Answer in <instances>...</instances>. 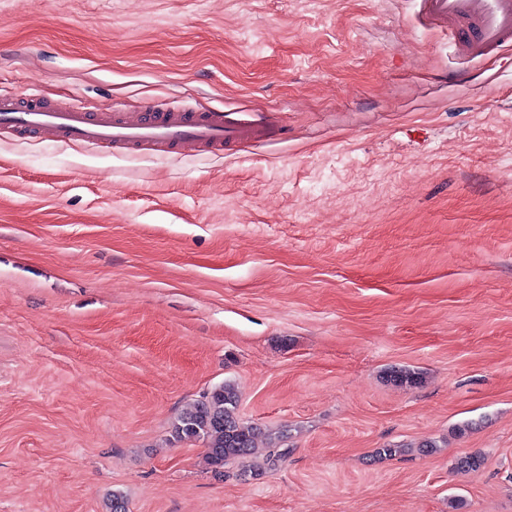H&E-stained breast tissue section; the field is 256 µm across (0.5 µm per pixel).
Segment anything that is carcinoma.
Instances as JSON below:
<instances>
[{
    "label": "carcinoma",
    "mask_w": 512,
    "mask_h": 512,
    "mask_svg": "<svg viewBox=\"0 0 512 512\" xmlns=\"http://www.w3.org/2000/svg\"><path fill=\"white\" fill-rule=\"evenodd\" d=\"M173 433L180 440L203 441L206 462L214 469L250 455L262 437L261 428L239 419L237 395L229 383L213 387L183 410Z\"/></svg>",
    "instance_id": "1"
}]
</instances>
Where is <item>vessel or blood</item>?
<instances>
[{
  "mask_svg": "<svg viewBox=\"0 0 512 512\" xmlns=\"http://www.w3.org/2000/svg\"><path fill=\"white\" fill-rule=\"evenodd\" d=\"M422 18L448 30L457 56L480 60L512 44V0H416ZM0 130L46 143L75 144L120 157L231 155L267 135L260 118L219 109L145 105L94 109L80 101L50 104L37 93L0 92Z\"/></svg>",
  "mask_w": 512,
  "mask_h": 512,
  "instance_id": "obj_1",
  "label": "vessel or blood"
}]
</instances>
